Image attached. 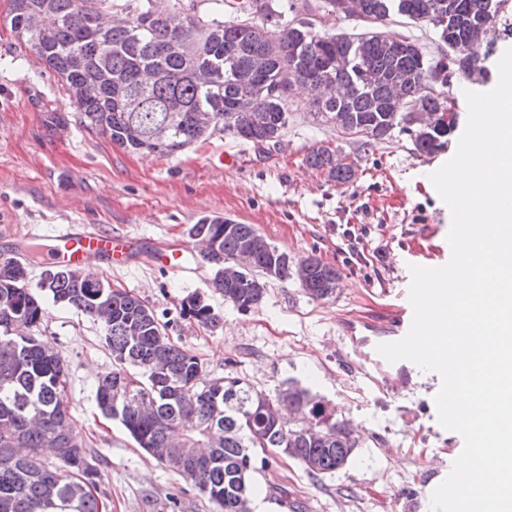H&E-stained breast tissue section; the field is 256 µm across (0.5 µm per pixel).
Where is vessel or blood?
<instances>
[{"instance_id": "1", "label": "vessel or blood", "mask_w": 512, "mask_h": 512, "mask_svg": "<svg viewBox=\"0 0 512 512\" xmlns=\"http://www.w3.org/2000/svg\"><path fill=\"white\" fill-rule=\"evenodd\" d=\"M138 241L129 235L115 234L92 225L67 224L52 237L46 260L53 265L82 267L96 262L110 266H122L135 256ZM204 252L203 246L189 245L175 249H160L152 254L155 263L176 272H187L198 265ZM404 308H395L392 317L383 324L361 318L341 320L345 336H355L364 330L375 335L377 342H394L402 339L407 330L404 326Z\"/></svg>"}]
</instances>
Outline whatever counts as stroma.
I'll use <instances>...</instances> for the list:
<instances>
[{
	"instance_id": "obj_1",
	"label": "stroma",
	"mask_w": 512,
	"mask_h": 512,
	"mask_svg": "<svg viewBox=\"0 0 512 512\" xmlns=\"http://www.w3.org/2000/svg\"><path fill=\"white\" fill-rule=\"evenodd\" d=\"M10 9V0H0V255L27 254L64 224L140 238L133 262L96 265L93 274L148 302L168 336L201 359L207 378L239 376L271 396L298 382L359 438L351 462L318 479L295 460L269 456L253 474L266 512H427V495L464 447L437 420L441 378L416 370L411 388L391 395L385 383L395 368L368 377L354 345L341 340L336 315L386 319L410 305V266L449 261L452 216L429 175L454 155L457 136L431 155L417 154L404 135L366 150L313 121L304 90L294 94L277 141L256 145L218 133L173 157L130 152L88 131L55 74L32 66L34 53L12 28ZM225 147L239 159L220 168L211 155ZM321 147L352 165L355 178L341 183L311 167L307 156ZM204 218L254 225L290 257L335 266V297L315 301L298 281H272L260 306L241 310L212 287L209 265L176 274L153 262L154 245L191 243L190 228ZM192 294L211 306L215 325L181 316ZM47 311L25 333L51 343L65 361L69 409L102 512H219L102 415L94 386L113 363L101 325L71 308L51 304ZM282 487L289 501L279 497Z\"/></svg>"
}]
</instances>
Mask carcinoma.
<instances>
[{"label": "carcinoma", "mask_w": 512, "mask_h": 512, "mask_svg": "<svg viewBox=\"0 0 512 512\" xmlns=\"http://www.w3.org/2000/svg\"><path fill=\"white\" fill-rule=\"evenodd\" d=\"M396 2L357 0L360 21L376 27L392 20ZM406 2L403 17L436 32L437 54L374 29L329 35L310 19L284 25L274 0H212V17L186 13L176 3L158 12L128 2L119 18L112 16V0H12L11 24L63 83L85 127L123 149L172 156L217 132L257 144L278 138L288 124V87L301 83L314 91L311 107L322 122L344 134L370 130L361 136L364 147L398 132L416 152L433 154L455 127L425 129L417 113L393 111L392 76L407 75L406 102L423 111L455 104L440 90L474 69L484 71L483 82L491 80L486 61L497 40L512 38V15L489 17L488 0ZM481 22L496 32L483 52L468 47L471 27ZM450 42L459 54L443 50ZM349 53V68L331 66ZM326 80L344 86L347 97L323 99L317 88ZM308 161L338 181L353 176L351 165L327 148ZM191 234L216 244L203 253L214 270L212 284L240 309L261 304L274 259L275 280L297 279L314 300L336 293L335 267L314 256L286 264L251 224L226 231L223 220L205 219ZM245 249L252 261L243 269L236 259ZM37 287L53 303L100 323L105 346L120 359L108 385H96L102 414L148 452L170 447L176 436L187 448L206 449V459L181 476L221 512H250L254 448H286L314 476L344 469L358 448L346 422L297 384L270 397L240 377L206 378L198 356L166 336L165 324L136 295L58 266L44 269ZM181 311L202 325L217 321L198 294L186 297ZM45 316L41 295L28 287L27 264L1 259L0 512H101L102 502L87 489L93 470L69 410L64 360L19 334ZM285 411L308 414L317 431L283 425ZM50 440L61 449L54 463L41 455Z\"/></svg>", "instance_id": "cac0c4a2"}]
</instances>
